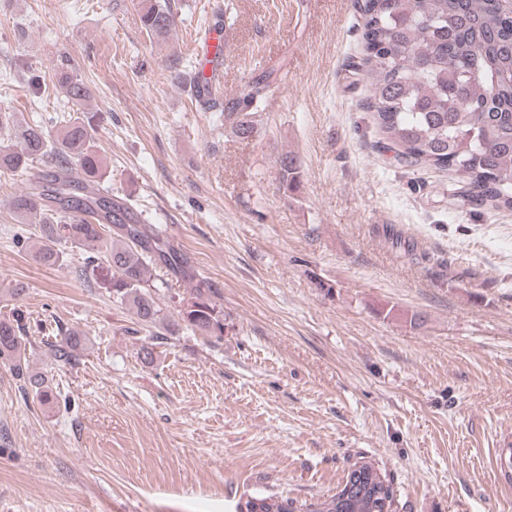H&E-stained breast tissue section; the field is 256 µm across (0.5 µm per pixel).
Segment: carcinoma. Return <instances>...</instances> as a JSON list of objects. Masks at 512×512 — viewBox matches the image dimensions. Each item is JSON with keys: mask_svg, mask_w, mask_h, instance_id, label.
Wrapping results in <instances>:
<instances>
[{"mask_svg": "<svg viewBox=\"0 0 512 512\" xmlns=\"http://www.w3.org/2000/svg\"><path fill=\"white\" fill-rule=\"evenodd\" d=\"M141 27L155 38L174 25L169 0H138ZM362 80L369 91L367 107L381 138L399 161L414 167L451 171L463 183L461 203L512 211V15L497 0H365ZM56 89L71 105L91 99L88 84L60 69ZM267 85L248 86L225 103H204L224 113V123L248 138L250 110ZM54 161L41 175L33 163ZM280 183L297 184L296 158L279 159ZM25 172L29 187L10 200L12 211L34 225L37 258L55 267L64 246L93 250L87 261H101L112 271V297L131 306L140 323L160 321L152 292L150 267H180L181 255L161 245L160 233L148 235L122 199L101 191L105 172L93 130L73 118L53 133L37 122H22L0 113V172ZM203 336L224 335V312L199 281L181 302L175 326ZM22 314L0 320V360L10 363L25 394L41 403L53 399L48 378L33 372L26 356L28 338ZM74 330L48 343L54 356L81 348ZM369 463H356L331 497L296 505L274 495L249 497V512H384L395 504L392 484Z\"/></svg>", "mask_w": 512, "mask_h": 512, "instance_id": "carcinoma-1", "label": "carcinoma"}]
</instances>
